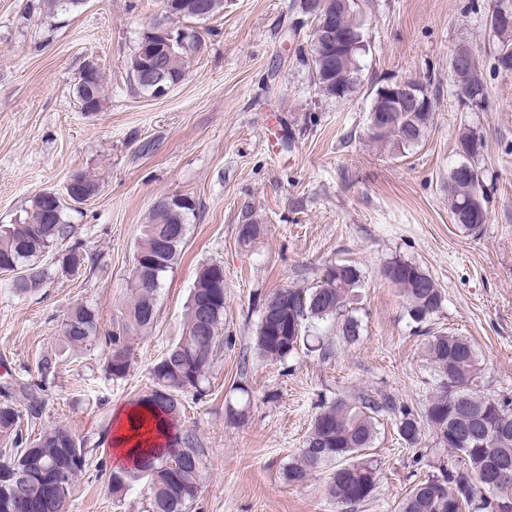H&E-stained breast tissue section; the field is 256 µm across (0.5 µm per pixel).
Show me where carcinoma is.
Returning a JSON list of instances; mask_svg holds the SVG:
<instances>
[{"instance_id": "carcinoma-1", "label": "carcinoma", "mask_w": 512, "mask_h": 512, "mask_svg": "<svg viewBox=\"0 0 512 512\" xmlns=\"http://www.w3.org/2000/svg\"><path fill=\"white\" fill-rule=\"evenodd\" d=\"M340 9L337 27L350 37L345 48L336 39L311 45L309 67L318 94L345 100L360 86L361 59L371 42L360 0H304V12L323 16ZM165 11L175 9L182 18L205 23L224 10V0H164ZM494 39L495 68L512 73V21H497V10L488 18ZM154 26L143 32L131 58L134 66L147 61L145 47L152 44ZM201 47L199 35L185 31L172 52H162L169 82L177 85L186 76L190 51ZM461 103L473 112H484L490 90L481 73L478 51L472 62L453 69ZM75 94L85 112H98L104 103L101 72L75 84ZM434 112H387L385 131L367 130L368 140L394 157L419 146L432 124ZM461 157L448 172V201L453 223L477 234L488 218L489 195L485 188L487 153L484 133L474 127L461 129L457 138ZM71 191H44L36 195L26 216L15 224L0 225V266L14 271L12 292L27 297L41 292L58 277H79L92 268L93 259L77 237L78 228L64 220V210L101 192L96 175H72ZM194 206H169L158 197L141 225L134 255V271L128 282L130 300L121 316L107 330H100L95 308L85 302L72 305L60 325L68 351L82 354L92 346L102 347L103 368L112 380L125 378L134 359L135 335L151 328L156 318L157 293L164 274L177 263L189 231L187 216ZM383 276L398 286L407 304L409 319L422 325L443 308L444 294L434 278L420 265L393 258L382 267ZM224 283V266L203 265L187 301L186 330L149 369L153 388L131 401L145 408L131 418L139 431L147 420L159 431H171L162 449L147 453L144 465L110 470L108 487L120 497L133 486L148 483L151 512H188L198 497L206 448L190 429L177 425L184 412L183 397L204 392L214 357L224 348L221 325L224 299L210 303L206 318L198 312L213 285ZM361 270L352 263L332 264L321 278L306 288H288L293 305L285 307L281 292L264 299L262 308L288 311L296 323L288 335L275 339L259 324L255 335L257 354L284 362L308 343L310 329L321 324H342L343 335L354 340L359 323L353 305L361 299ZM425 354L439 377L436 394L422 413L402 409L384 397L376 400L362 394L353 400L338 398L320 407L298 456L283 468L284 479L299 485L331 468L328 493L337 503L355 506L372 498L378 488L380 467L369 448L377 438L379 419L396 416L401 440L414 448L425 432L435 447L448 452L436 472L419 480L398 503L397 512H512V467L495 485L488 478L505 463L512 464V400L487 395L480 389L481 365L474 346L456 334L439 333L424 343ZM59 356L42 357L37 365L40 382L17 389L0 386V441L16 449L11 468L0 470V488L8 492L6 512H61L77 478L89 462L88 443L65 425L40 430L36 437L25 434L42 410V383L55 376Z\"/></svg>"}]
</instances>
